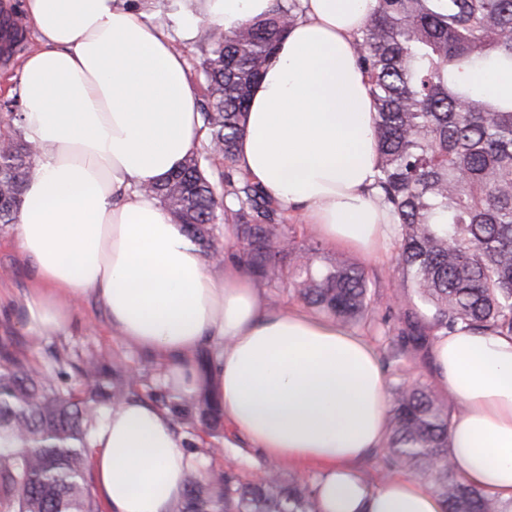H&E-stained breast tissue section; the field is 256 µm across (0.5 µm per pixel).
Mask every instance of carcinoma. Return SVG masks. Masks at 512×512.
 <instances>
[{
	"instance_id": "cac0c4a2",
	"label": "carcinoma",
	"mask_w": 512,
	"mask_h": 512,
	"mask_svg": "<svg viewBox=\"0 0 512 512\" xmlns=\"http://www.w3.org/2000/svg\"><path fill=\"white\" fill-rule=\"evenodd\" d=\"M298 0L276 4L208 44L201 62L208 103L206 141L152 192L211 262H224L211 232L217 212L237 228L233 258L259 283L289 289L345 326L372 317L374 293L356 264L316 265L318 244H298L277 223L278 204L244 172H226L217 193L207 161H234L252 88ZM357 63L376 101V185L397 217L402 287L400 325L383 328L382 367L400 375L409 349L461 325L512 335V93L491 91L479 74L512 73V0H374L356 42ZM0 224H14L34 174L22 136L1 137ZM75 393L17 355L0 354V512H100L92 493L87 438L101 404L139 396L142 375L119 360L77 368ZM387 473L427 482L446 512H512V502L459 477L448 453L452 419L430 387L393 389ZM192 435L206 425L222 437L223 413L211 392L151 395ZM175 512H320L313 481L269 468L257 482L232 471L190 473Z\"/></svg>"
}]
</instances>
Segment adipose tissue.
Segmentation results:
<instances>
[{
  "instance_id": "1",
  "label": "adipose tissue",
  "mask_w": 512,
  "mask_h": 512,
  "mask_svg": "<svg viewBox=\"0 0 512 512\" xmlns=\"http://www.w3.org/2000/svg\"><path fill=\"white\" fill-rule=\"evenodd\" d=\"M276 0H173L176 33L123 0H22L41 43L19 80L18 126L35 154L11 233L28 266L24 332H68L94 299L119 338L161 359L179 391L197 352L222 349L211 383L236 436L264 459L316 463L320 512H444L422 481L371 489L358 465L382 448L389 401L374 347L299 307L268 305L233 260L212 273L150 187L201 145L178 40L272 12ZM373 0H300L254 87L236 155L331 245L379 260L394 218L376 187L374 99L355 57ZM433 384L458 402L448 452L468 483L512 501V336L437 335ZM166 409L101 406L88 439L106 512H173L193 457Z\"/></svg>"
}]
</instances>
